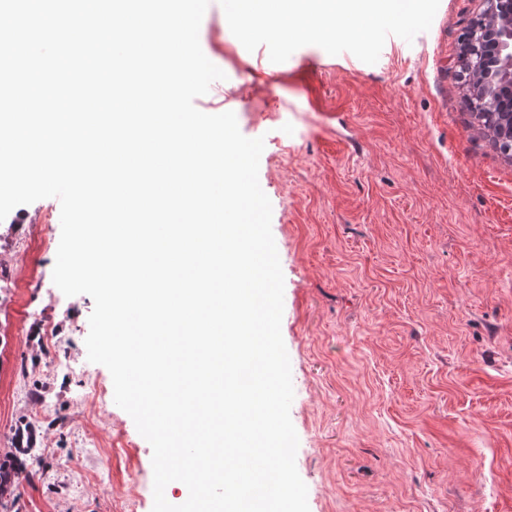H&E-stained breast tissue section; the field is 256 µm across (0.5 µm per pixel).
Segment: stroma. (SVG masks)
Returning a JSON list of instances; mask_svg holds the SVG:
<instances>
[{"label": "stroma", "instance_id": "stroma-1", "mask_svg": "<svg viewBox=\"0 0 512 512\" xmlns=\"http://www.w3.org/2000/svg\"><path fill=\"white\" fill-rule=\"evenodd\" d=\"M481 9L440 0L428 31L389 37L372 65L315 45L274 63L221 6L201 22L226 75L204 103L265 139L310 512H512V162L457 66ZM34 210L0 237V456L27 423L40 460L0 512H152L150 444L112 398L79 397L83 367L113 381L87 359L92 298L52 281L61 225L43 246Z\"/></svg>", "mask_w": 512, "mask_h": 512}]
</instances>
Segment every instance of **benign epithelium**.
Instances as JSON below:
<instances>
[{"label": "benign epithelium", "instance_id": "obj_1", "mask_svg": "<svg viewBox=\"0 0 512 512\" xmlns=\"http://www.w3.org/2000/svg\"><path fill=\"white\" fill-rule=\"evenodd\" d=\"M461 37L460 54L478 57L469 92L490 111L507 114L498 145L512 160V0H482Z\"/></svg>", "mask_w": 512, "mask_h": 512}]
</instances>
